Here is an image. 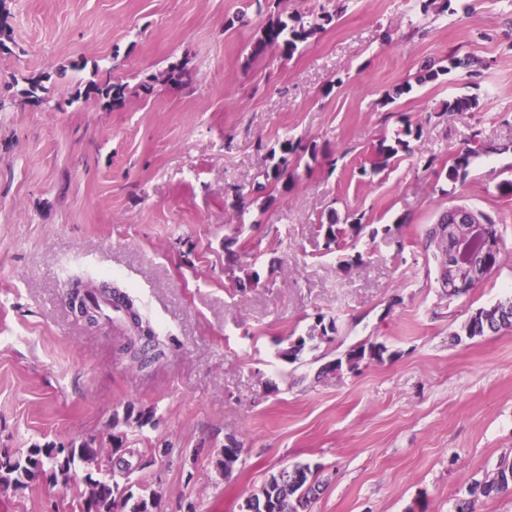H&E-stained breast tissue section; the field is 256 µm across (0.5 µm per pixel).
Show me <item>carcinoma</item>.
<instances>
[{"mask_svg": "<svg viewBox=\"0 0 512 512\" xmlns=\"http://www.w3.org/2000/svg\"><path fill=\"white\" fill-rule=\"evenodd\" d=\"M293 24H288V21ZM334 16L327 13L321 16V22L306 25L302 18L297 16L289 17V20L282 19V14L271 13L258 28L255 40L252 44L251 57L262 54L271 47L282 48L283 54L291 57L297 51L300 44L308 41L317 31L324 26L331 24ZM166 81L176 87L187 83L189 74L186 64L182 62L170 64L166 71ZM47 88L43 80L39 78L26 79V87L20 94L25 102L29 104H45L48 99L44 96ZM129 97L128 85L114 80L112 77L105 79H91L84 86L77 90V98L84 101H94L103 106H110L112 109H121L125 106ZM412 136L411 126H406L403 136L395 137V144H379L376 150V160L372 163L373 170H381L387 166L388 161L397 156L399 152H409ZM509 149L505 144H481L480 149H467L459 158L449 172L448 176L458 179L466 176L470 160L479 156L480 152L493 153ZM295 152L291 142L283 145V156L275 163L270 170L263 174L264 181L255 182L252 186L254 194L259 195L266 191L267 187L279 181L287 172L288 154ZM366 225L338 224L332 219L325 226L324 241L325 248L333 251L347 245L356 247L360 236ZM435 228H430L426 233L424 248L437 256V252L448 251V240H438L435 237ZM490 310L480 308L471 315L467 325L466 333L471 339L481 337L488 332H498L501 329L512 327V321L507 324H498L493 321H486L484 317ZM317 326L319 334L312 332L306 336H299L289 342V346L280 351L281 356L293 363L299 360L304 352L307 343L315 338H324L328 332L336 330L334 319H325V316L318 317ZM153 415L148 411H134L127 409L124 413H114L112 416L111 434L112 450L106 452L96 445L95 439H85L80 442L72 441L67 445H56L47 443L44 445L35 444L24 454L12 453L6 458H0V490L11 489L15 492L29 487L35 482H49L70 486L76 490L69 509L70 512H84V504L87 500L100 498L99 512H157L159 507V495L150 490L149 487L140 485L134 486L129 476L136 470L144 468L146 461L139 450L128 448L118 455L116 449L126 443L127 434L122 428L142 429L152 424ZM241 449L236 442L224 446L221 457L217 460L218 468L224 473L233 470L239 461ZM138 491H133V488ZM512 488V461L502 460L499 462L495 475L490 479L474 481L468 491V497L457 501L458 512H475V503L479 498H489ZM321 494V482L311 470L310 466L295 465L288 469L286 475H273L264 485L261 494L248 497L241 505V512H275L276 504L284 505L281 512H307L310 504Z\"/></svg>", "mask_w": 512, "mask_h": 512, "instance_id": "cac0c4a2", "label": "carcinoma"}]
</instances>
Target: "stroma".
Wrapping results in <instances>:
<instances>
[{"instance_id": "35a3bbf8", "label": "stroma", "mask_w": 512, "mask_h": 512, "mask_svg": "<svg viewBox=\"0 0 512 512\" xmlns=\"http://www.w3.org/2000/svg\"><path fill=\"white\" fill-rule=\"evenodd\" d=\"M0 52V448L108 441L113 413L154 414L132 448L168 447L133 481L161 512H240L284 467L316 466L310 512H453L470 483L512 460V328L468 339L477 309L512 296V150L450 167L471 145L512 141V0H7ZM334 22L293 56H252L239 12ZM482 60L479 74L449 56ZM88 60L82 71L74 59ZM187 59L190 79L160 81ZM444 66L418 83L423 61ZM66 77H59V70ZM148 96L112 111L78 100L94 74ZM48 76L50 102L20 82ZM403 95H396L398 87ZM393 102H386V95ZM477 98L465 114L448 100ZM419 129L381 171L378 145ZM298 144L288 175L238 209L232 191ZM491 216L498 271L450 300L423 249L439 213ZM361 219L356 249L329 252V218ZM258 273L260 284L240 288ZM129 294L166 356L130 364L111 323L71 313L76 283ZM336 331L290 363L288 337L318 315ZM382 359L311 377L355 346ZM242 450L231 474L216 462ZM71 494L35 483L0 512H64Z\"/></svg>"}]
</instances>
